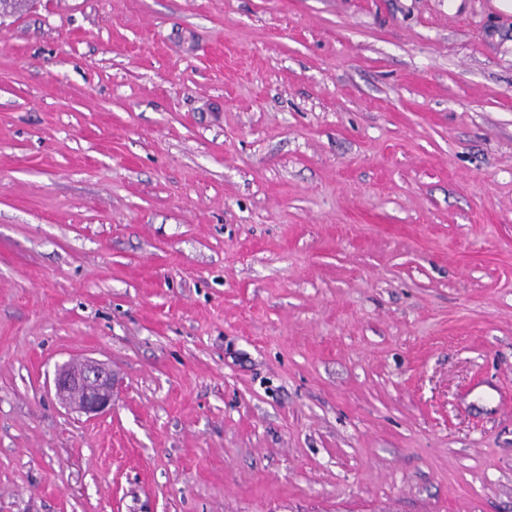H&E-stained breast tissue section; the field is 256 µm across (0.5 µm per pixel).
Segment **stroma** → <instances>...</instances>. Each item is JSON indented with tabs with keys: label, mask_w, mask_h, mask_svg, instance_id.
<instances>
[{
	"label": "stroma",
	"mask_w": 512,
	"mask_h": 512,
	"mask_svg": "<svg viewBox=\"0 0 512 512\" xmlns=\"http://www.w3.org/2000/svg\"><path fill=\"white\" fill-rule=\"evenodd\" d=\"M0 512H512V15L0 19ZM54 387L60 399L89 417L112 408V371L96 361L62 367L55 375Z\"/></svg>",
	"instance_id": "1"
}]
</instances>
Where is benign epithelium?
<instances>
[{"label": "benign epithelium", "mask_w": 512, "mask_h": 512, "mask_svg": "<svg viewBox=\"0 0 512 512\" xmlns=\"http://www.w3.org/2000/svg\"><path fill=\"white\" fill-rule=\"evenodd\" d=\"M54 387L60 399L89 417L112 408V371L96 361L62 367L55 375Z\"/></svg>", "instance_id": "1"}]
</instances>
